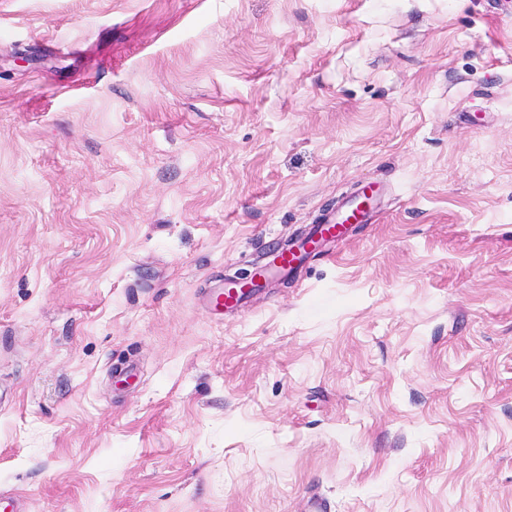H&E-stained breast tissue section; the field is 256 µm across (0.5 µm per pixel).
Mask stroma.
<instances>
[{
	"label": "stroma",
	"instance_id": "stroma-1",
	"mask_svg": "<svg viewBox=\"0 0 512 512\" xmlns=\"http://www.w3.org/2000/svg\"><path fill=\"white\" fill-rule=\"evenodd\" d=\"M314 498L512 512V0H0V502ZM351 218L355 221L358 220L354 208H352L348 213L343 214L340 218L334 219L332 217H327L324 223L319 224V226L314 230L313 235L316 234L319 236L318 241L326 242L333 240L344 233V230L339 229L337 224L342 228H345L344 224L348 223ZM235 282L246 286V288L257 287L255 273L253 274V271L250 270L242 271L234 282H228L224 285V289H218L212 294L210 302L215 309H218L219 306H224L227 310L233 309L243 302L246 291L237 288Z\"/></svg>",
	"mask_w": 512,
	"mask_h": 512
}]
</instances>
